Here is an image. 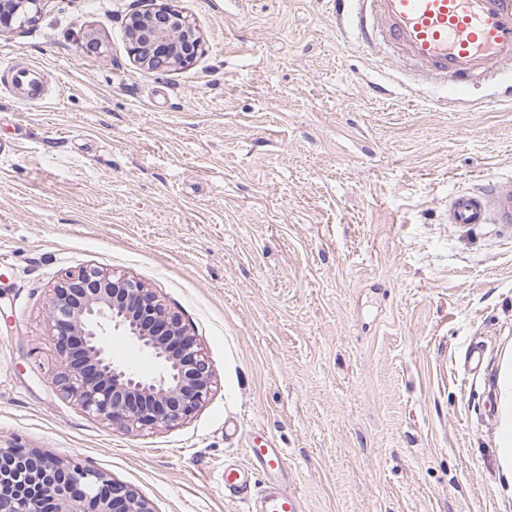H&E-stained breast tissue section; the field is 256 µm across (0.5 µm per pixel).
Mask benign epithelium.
Segmentation results:
<instances>
[{
  "instance_id": "benign-epithelium-1",
  "label": "benign epithelium",
  "mask_w": 512,
  "mask_h": 512,
  "mask_svg": "<svg viewBox=\"0 0 512 512\" xmlns=\"http://www.w3.org/2000/svg\"><path fill=\"white\" fill-rule=\"evenodd\" d=\"M46 0H0V32L36 22ZM133 61L154 72L190 62L197 29L171 3L126 22ZM48 324L59 364L52 384L88 415L126 433L173 427L209 400L208 356L154 289L126 274L85 267L55 285ZM118 331L157 359L155 374L113 359L102 336ZM0 512H154L135 489L107 473L38 448L0 445Z\"/></svg>"
}]
</instances>
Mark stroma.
Returning <instances> with one entry per match:
<instances>
[{
	"mask_svg": "<svg viewBox=\"0 0 512 512\" xmlns=\"http://www.w3.org/2000/svg\"><path fill=\"white\" fill-rule=\"evenodd\" d=\"M175 4L202 46L168 72L128 52L148 0H49L0 34V63L37 66L46 92L0 84V440L154 512H248L224 471L256 433L300 512H512V228L446 218L452 194L512 182V65L445 108L331 0ZM87 265L154 288L202 344L217 383L182 424L127 434L53 387L48 294ZM500 401L504 402L501 431L499 434V456L504 474L512 483V365L509 364L505 380L500 387ZM511 398L509 406L508 401Z\"/></svg>",
	"mask_w": 512,
	"mask_h": 512,
	"instance_id": "stroma-1",
	"label": "stroma"
}]
</instances>
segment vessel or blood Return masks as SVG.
Returning a JSON list of instances; mask_svg holds the SVG:
<instances>
[{
  "label": "vessel or blood",
  "instance_id": "1",
  "mask_svg": "<svg viewBox=\"0 0 512 512\" xmlns=\"http://www.w3.org/2000/svg\"><path fill=\"white\" fill-rule=\"evenodd\" d=\"M336 16L367 45L397 50L416 72L446 81L452 101L464 100L469 81L492 76L512 63V0H334ZM9 84L25 90L26 101H38L44 88L36 70L12 65ZM448 221L463 227L512 224V184L493 183L459 192L448 201ZM250 468L228 469L224 487L245 493L249 470L265 477L250 512H299V498L283 486L285 454L279 448H253Z\"/></svg>",
  "mask_w": 512,
  "mask_h": 512
}]
</instances>
